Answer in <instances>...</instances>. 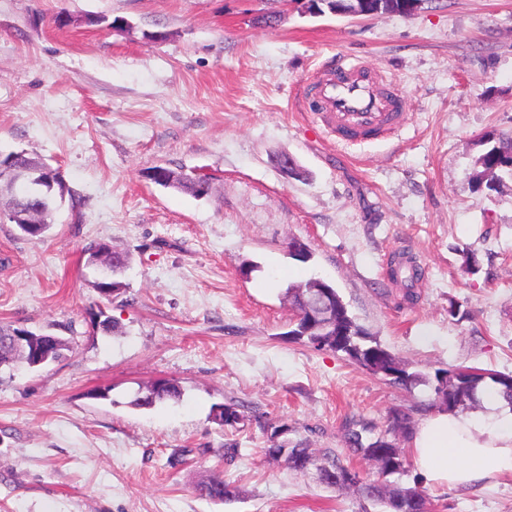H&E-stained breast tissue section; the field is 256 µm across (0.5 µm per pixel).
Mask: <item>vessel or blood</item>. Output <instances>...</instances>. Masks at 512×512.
I'll return each mask as SVG.
<instances>
[{"mask_svg": "<svg viewBox=\"0 0 512 512\" xmlns=\"http://www.w3.org/2000/svg\"><path fill=\"white\" fill-rule=\"evenodd\" d=\"M300 100L312 103L314 118L328 134L347 143L386 137L404 120L398 95L381 73L352 62L315 72Z\"/></svg>", "mask_w": 512, "mask_h": 512, "instance_id": "1", "label": "vessel or blood"}]
</instances>
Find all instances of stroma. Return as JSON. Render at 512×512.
<instances>
[{
  "label": "stroma",
  "mask_w": 512,
  "mask_h": 512,
  "mask_svg": "<svg viewBox=\"0 0 512 512\" xmlns=\"http://www.w3.org/2000/svg\"><path fill=\"white\" fill-rule=\"evenodd\" d=\"M343 60L398 89L388 138L341 143L301 109L299 85ZM509 131L512 0L368 17L306 0H0V156L44 159L81 199L41 237L0 223V325L70 342L0 369V512H360L266 449L342 454L349 424L421 420L434 393L293 340L285 292L333 285L409 371L512 374V180L474 186L479 138ZM157 165L206 175L208 195L156 185ZM98 240L130 254L114 299L92 286ZM406 258L422 272L410 300L389 276ZM160 378L180 398L132 406ZM231 403L245 419L220 425ZM213 473L236 499L195 494ZM425 491L432 512H512V477Z\"/></svg>",
  "instance_id": "stroma-1"
}]
</instances>
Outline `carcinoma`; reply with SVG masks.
<instances>
[{"label":"carcinoma","instance_id":"obj_1","mask_svg":"<svg viewBox=\"0 0 512 512\" xmlns=\"http://www.w3.org/2000/svg\"><path fill=\"white\" fill-rule=\"evenodd\" d=\"M481 171L477 182L491 189L502 182L503 175L512 176V133H502L487 142V150L478 158ZM174 183L171 188L186 191L194 196L200 195L195 179L173 171ZM5 205L19 203L40 211L41 232H46L52 220V214L58 196L49 191L36 190L26 195L4 196ZM117 264L112 266V287L124 288L119 276L129 263V254L124 250L116 252ZM393 281L408 285L418 280L420 270L410 262H399L390 270ZM318 291L313 280L288 289V298L295 311L294 329L290 331L295 339L304 341L317 349H328L344 354L373 375L400 385L406 389L423 381L418 373H410L392 350L371 337L350 314L347 305L336 289H331L332 302L328 308L330 326L323 328L314 319L317 314ZM11 327L0 326V367L13 365L20 360L32 364L30 354L19 356L13 352L9 342ZM435 406L443 411L455 412L479 405V386L486 381L497 384L507 405L512 408V383L506 374H485L477 368H456L440 370L435 374ZM181 395L178 384L172 380L155 382L144 387L143 395L135 397L131 405L149 408L167 398ZM214 419L220 424L234 425L244 419V415L234 404L218 407ZM413 434V421L404 411L394 412L389 420L388 429L376 433L369 424L356 422L346 429L347 450L354 456L367 462L375 470L377 479L363 476L358 470L344 463L343 459L331 450H317L303 444L290 448L265 449L274 460H283L288 468L303 475L315 471L321 484L333 490L354 489L360 500L379 505L380 512H428V499L419 487H408L400 482L407 472V459L404 449L395 442L394 437H408ZM195 492L201 498L224 502L236 498L238 489L232 483L215 474L195 486Z\"/></svg>","mask_w":512,"mask_h":512}]
</instances>
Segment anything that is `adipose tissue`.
<instances>
[{
	"instance_id": "adipose-tissue-1",
	"label": "adipose tissue",
	"mask_w": 512,
	"mask_h": 512,
	"mask_svg": "<svg viewBox=\"0 0 512 512\" xmlns=\"http://www.w3.org/2000/svg\"><path fill=\"white\" fill-rule=\"evenodd\" d=\"M480 400L485 419L437 410L417 425L411 448L426 482L471 488L512 474V409L491 385Z\"/></svg>"
}]
</instances>
